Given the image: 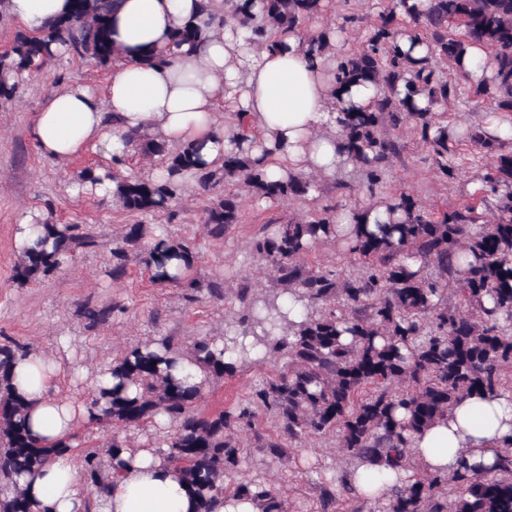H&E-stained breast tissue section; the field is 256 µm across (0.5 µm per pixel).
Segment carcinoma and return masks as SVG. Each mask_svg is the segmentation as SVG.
<instances>
[{
    "mask_svg": "<svg viewBox=\"0 0 512 512\" xmlns=\"http://www.w3.org/2000/svg\"><path fill=\"white\" fill-rule=\"evenodd\" d=\"M114 0H73L69 17L39 34L18 32L0 52V99L16 95V78L40 69L51 57L50 46L65 47L74 57L107 68L115 57L109 17ZM253 18L238 4L224 12V22L249 26L250 42L272 47L276 33L317 18L323 0H260ZM421 28L414 37L428 55L416 59L399 45L398 19ZM205 29L189 24L174 42L193 47ZM494 52V73L469 84L474 109L484 107L512 119V0H390L378 23L360 47L336 59V81L351 86L373 83L378 94L370 110L350 112L343 135L350 162L362 169L369 186L378 184L400 150L390 131L409 125L430 147L441 174L453 176L457 162L468 161L461 147L472 145L492 153L484 176L491 196L469 198L437 214L413 196L380 199L388 221L369 224L355 219L350 226L349 254L363 264L356 277L339 279L333 272H314L300 257L315 246L336 240V206L306 217L271 221L254 249L271 267L281 291L258 296L248 288L237 292L247 314L214 337L186 346L163 338L165 354L139 344L115 358L108 370L116 380L91 400L106 428L140 424L164 415L170 433L164 459L186 483L196 512H210L211 501L232 487V494L251 495L265 512H286L279 492L258 478L238 477L241 444L238 434L252 427L256 411L271 412L278 422L274 436L256 435L257 447L285 455L283 440L334 435L342 454L375 465L412 468L406 435L418 433L446 417L463 398L506 392L505 371L512 367V145L486 135L480 123L455 128L444 112L459 93V83L440 76L438 61L464 68L470 42ZM125 143L160 160L165 174L120 177L112 199L129 211H163L186 190L187 179L209 195L203 223L213 238H222L239 223L241 201L226 190L242 184L256 198L280 202L305 198L312 180L290 174L273 180L255 169L242 152L224 155L222 165L209 168L194 144L169 149L159 137L127 133ZM36 246L22 250L14 268L21 286L35 283L77 253L99 245L97 237L77 224H38ZM144 224L129 226L122 242L110 248L112 276L124 275L130 249L147 237ZM161 260L145 259L151 279L173 284L188 301L202 290L224 299V279L206 282L187 277L197 256L184 240L162 241ZM433 264L438 277L412 270L406 260ZM462 305H448V292ZM19 343L0 344V512H33L34 505L17 486V477L32 475L71 443L46 446L29 424L30 403L17 391L13 366ZM282 354L285 368L254 389L245 404L210 416L195 412L203 391L234 373L237 365L260 363ZM181 359L201 375L187 385L173 373ZM129 449L112 437L107 456L83 457L86 481L98 490L112 483L113 461ZM350 496L362 500L348 479L336 492H324L323 507ZM383 512H512V442L483 470L461 454L452 473L423 472L391 487Z\"/></svg>",
    "mask_w": 512,
    "mask_h": 512,
    "instance_id": "1",
    "label": "carcinoma"
}]
</instances>
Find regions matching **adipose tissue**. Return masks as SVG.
Listing matches in <instances>:
<instances>
[{"label":"adipose tissue","mask_w":512,"mask_h":512,"mask_svg":"<svg viewBox=\"0 0 512 512\" xmlns=\"http://www.w3.org/2000/svg\"><path fill=\"white\" fill-rule=\"evenodd\" d=\"M199 0H115L110 28L119 55L102 90L77 85L52 94L37 112L32 134L46 155L67 160L90 147L123 155L122 132L158 131L172 146L194 143L220 166L240 137L219 123L220 105L255 124L246 146L253 165L272 178L311 172L332 177L349 159L341 133L345 113L365 112L377 89L336 83V53L319 52L309 36L283 34L270 48L253 46L243 29L225 26L224 0H212V22L195 50L175 47V32L199 22ZM71 0H0V12L37 31L70 14ZM163 52V60L150 52ZM59 370L43 354L17 356L15 384L32 403V430L47 445L68 437L78 419L95 418L89 405L52 397ZM512 436V399L473 395L448 418L410 436L422 469L453 472L459 455L484 469ZM19 484L50 512H193L186 488L159 449L125 451L111 486L87 497L71 453H62Z\"/></svg>","instance_id":"ef3b65f1"}]
</instances>
